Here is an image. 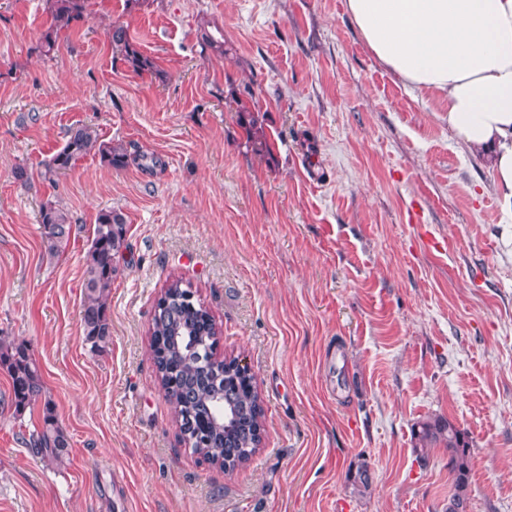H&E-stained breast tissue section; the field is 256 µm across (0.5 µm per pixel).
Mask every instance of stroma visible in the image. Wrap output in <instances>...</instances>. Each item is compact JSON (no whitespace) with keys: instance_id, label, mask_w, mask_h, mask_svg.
I'll list each match as a JSON object with an SVG mask.
<instances>
[{"instance_id":"obj_1","label":"stroma","mask_w":512,"mask_h":512,"mask_svg":"<svg viewBox=\"0 0 512 512\" xmlns=\"http://www.w3.org/2000/svg\"><path fill=\"white\" fill-rule=\"evenodd\" d=\"M115 21L162 77L114 57ZM50 23L45 0H0V338L46 392L16 413L0 366V512H446L447 454L414 450L435 416L470 441L469 512H512V216L446 102L385 69L345 0H97L46 56ZM249 90L268 156L236 111ZM77 125L128 164L90 154L46 179ZM49 201L74 229L55 257ZM105 209L127 235L95 352L82 282ZM171 278L261 392L263 445L230 474L184 446L157 379L148 329ZM48 403L61 463L29 449ZM41 236L50 256L64 251L72 235L69 214L55 203L47 202L40 210Z\"/></svg>"}]
</instances>
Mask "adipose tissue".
Here are the masks:
<instances>
[{"label":"adipose tissue","mask_w":512,"mask_h":512,"mask_svg":"<svg viewBox=\"0 0 512 512\" xmlns=\"http://www.w3.org/2000/svg\"><path fill=\"white\" fill-rule=\"evenodd\" d=\"M365 42L404 85L448 104V127L486 152L512 213V0H345Z\"/></svg>","instance_id":"adipose-tissue-1"}]
</instances>
